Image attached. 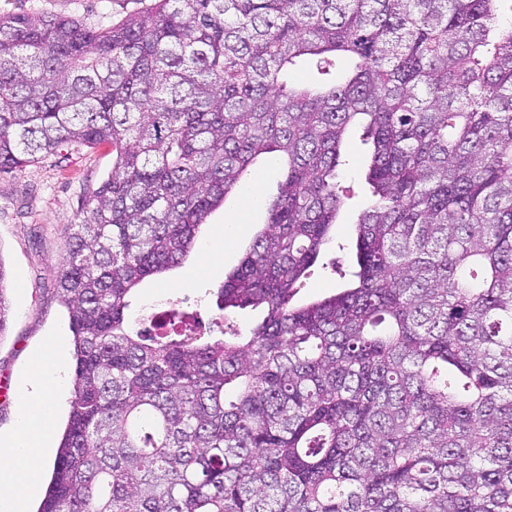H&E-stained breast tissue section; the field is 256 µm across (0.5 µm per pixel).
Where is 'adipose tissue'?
<instances>
[{"mask_svg":"<svg viewBox=\"0 0 512 512\" xmlns=\"http://www.w3.org/2000/svg\"><path fill=\"white\" fill-rule=\"evenodd\" d=\"M66 384L60 354L39 356L19 393L15 428L0 435V512H26L38 490V468L53 463L50 427Z\"/></svg>","mask_w":512,"mask_h":512,"instance_id":"adipose-tissue-1","label":"adipose tissue"}]
</instances>
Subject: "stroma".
I'll return each mask as SVG.
<instances>
[{"instance_id":"obj_1","label":"stroma","mask_w":512,"mask_h":512,"mask_svg":"<svg viewBox=\"0 0 512 512\" xmlns=\"http://www.w3.org/2000/svg\"><path fill=\"white\" fill-rule=\"evenodd\" d=\"M153 0H0V14L38 12L71 16L94 24H115L147 9ZM368 146L362 127H352L342 145L345 164L341 178L354 197L340 211L318 266L304 279L294 297L305 304L345 287L341 272L357 268L355 223L370 194L365 181L364 158ZM112 170V149L65 145L23 171L0 173V262L7 271L6 297L10 304L7 330L0 337V433L15 422L17 382L27 374L39 351L67 328L69 313L57 292L64 268L69 236L90 190ZM267 221L264 210L246 207L239 195L226 198L207 218L198 246L178 267L162 278L145 279L129 296V314L143 311L160 292L188 297L202 327H212L222 316L216 306V289L237 267ZM236 225L225 239V225ZM213 245L209 257L200 247ZM237 328H250L258 311L233 309L224 314Z\"/></svg>"}]
</instances>
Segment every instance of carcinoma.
Instances as JSON below:
<instances>
[{"label":"carcinoma","instance_id":"1","mask_svg":"<svg viewBox=\"0 0 512 512\" xmlns=\"http://www.w3.org/2000/svg\"><path fill=\"white\" fill-rule=\"evenodd\" d=\"M302 56L322 82L283 79ZM357 121L356 281L295 306ZM69 144L110 145L112 171L58 281L75 391L38 512H512V0L0 15V172ZM262 154L286 178L216 304L263 320L205 340L173 308L146 335L128 296Z\"/></svg>","mask_w":512,"mask_h":512}]
</instances>
